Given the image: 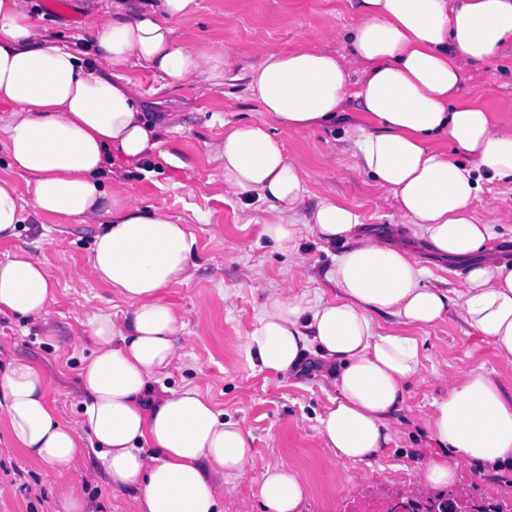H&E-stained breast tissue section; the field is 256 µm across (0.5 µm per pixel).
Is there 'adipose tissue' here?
<instances>
[{"instance_id": "adipose-tissue-1", "label": "adipose tissue", "mask_w": 512, "mask_h": 512, "mask_svg": "<svg viewBox=\"0 0 512 512\" xmlns=\"http://www.w3.org/2000/svg\"><path fill=\"white\" fill-rule=\"evenodd\" d=\"M197 0H112L93 26L94 54L54 42L25 9L0 0V119L9 166L23 176L31 206L99 226L89 262L98 280L129 303L122 329L110 317L91 324L94 350L81 373V411L67 422L47 399L39 365L20 361L0 375V414L18 448L57 476L85 455L92 475L140 498L143 512H218V478L235 479L255 462L254 436L225 418L197 388H150L179 358L178 318L167 289L190 279L195 240L161 211L143 212L120 182L102 180L109 159L129 165L154 149L140 93L99 66L135 62L167 86L202 74L210 55L179 42L173 22ZM355 51L310 47L269 53L248 73L271 124L224 132V189L255 194L269 215L267 236L295 247L299 230L284 214L304 201L301 168L278 131L334 121L355 101L361 123L348 139L375 189L392 197L431 255L456 264L460 286L426 284L429 273L408 246L383 241L355 209L323 198L305 225L341 245L322 277L332 295L312 307L290 291L270 297L245 345L261 369L303 374L315 360L337 396L318 418V436L336 458L371 463L393 442L391 420L423 366L418 329L456 312L494 352L512 361V261L489 253L496 234L473 202L483 183L512 179V129L497 127L478 99L461 100L464 71L512 43V0H354ZM15 176V178H16ZM0 177V240L14 237L23 198ZM52 280L19 250L0 260V315L49 321ZM438 453L419 471L415 491L460 482L461 466L512 467V398L489 374L450 376L426 421ZM308 485L295 470L265 467L264 512H301Z\"/></svg>"}]
</instances>
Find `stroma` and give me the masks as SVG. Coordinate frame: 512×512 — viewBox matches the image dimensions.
I'll use <instances>...</instances> for the list:
<instances>
[{
	"mask_svg": "<svg viewBox=\"0 0 512 512\" xmlns=\"http://www.w3.org/2000/svg\"><path fill=\"white\" fill-rule=\"evenodd\" d=\"M67 0L64 11L47 9L46 0H26L37 23L59 43L87 36L92 17ZM189 21L175 22L179 41L211 54L223 50L217 67L182 88H168L153 74L126 64L116 75L138 86L145 114L159 124L157 146L139 166H119L115 176L129 188L139 207L158 208L193 235L192 277L171 286L168 302L179 314L175 336L181 355L175 369L156 376L154 388L195 387L225 417L242 421L255 441L256 466L232 482H219L222 512H262L258 497L265 466H282L303 475L309 487L303 512H350L385 492L407 487L415 471L437 451L426 426L431 405L448 388L451 375L470 370L495 378L512 396V361L464 325L456 314L418 330L424 366L408 385L404 410L393 426L395 440L371 465L333 458L318 437V417L337 393L319 372L276 377L260 371L246 348L244 333L257 323L270 294L291 289L304 305L323 295L320 269L332 263L335 247L302 230L294 249L279 247L263 233L268 219L263 203L225 192L224 126L266 123L270 117L248 84V72L271 51L308 44L352 54L356 20L349 0H198ZM462 99L480 97L500 127L512 128V48L467 70ZM355 105L336 124L303 132H280L288 157L300 165L305 202L332 198L354 207L363 223L393 243L409 245L425 259L432 276L457 288L451 264L431 259L414 225L404 223L393 198L379 194L348 148L346 130L357 119ZM174 130H166L167 122ZM477 217L494 225L495 250L512 257V182L484 185L473 203ZM97 225L64 216H42L24 209L11 243L0 244V259L16 249L41 261L55 288L50 326L41 321L0 316V372L14 360L37 363L50 402L68 421L80 411L81 370L94 344L88 323L109 315L122 327L127 302L96 278L88 255ZM90 463L77 461L62 479L29 460L14 443L0 416V512H66L62 482L76 485L88 512H141L132 496L113 490L102 478L89 477ZM452 491H494L512 498V469L468 471Z\"/></svg>",
	"mask_w": 512,
	"mask_h": 512,
	"instance_id": "35a3bbf8",
	"label": "stroma"
}]
</instances>
